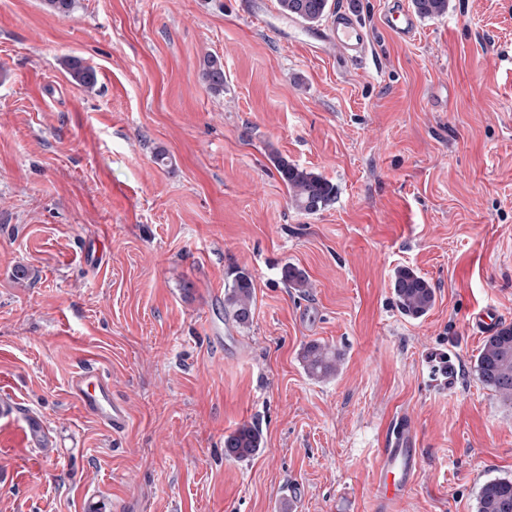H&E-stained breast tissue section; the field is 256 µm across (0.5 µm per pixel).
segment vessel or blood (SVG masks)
<instances>
[{"label":"vessel or blood","mask_w":512,"mask_h":512,"mask_svg":"<svg viewBox=\"0 0 512 512\" xmlns=\"http://www.w3.org/2000/svg\"><path fill=\"white\" fill-rule=\"evenodd\" d=\"M381 23L403 44L412 42L418 32L417 17L404 0H385ZM306 44L313 50L328 45L336 47L348 60L360 59L369 51L365 27L348 10L336 12L326 25L308 30ZM70 393L82 412L106 431L120 434L129 427V410L113 393L111 378L101 368L90 363L80 367L70 380ZM394 425L395 432L386 435L378 451L373 512H395L396 503L413 489L421 469L420 451L415 446L416 425L412 416L398 414Z\"/></svg>","instance_id":"obj_1"}]
</instances>
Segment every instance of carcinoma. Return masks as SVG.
<instances>
[{
	"mask_svg": "<svg viewBox=\"0 0 512 512\" xmlns=\"http://www.w3.org/2000/svg\"><path fill=\"white\" fill-rule=\"evenodd\" d=\"M279 9L309 24L317 23L331 10L330 0H278ZM417 13L435 18L448 9V0H413ZM67 73L77 85L91 88L97 82L95 70L81 58H65ZM203 78L216 92L224 90V64L217 56L204 61ZM274 166L288 190L289 200L297 209L314 214L336 198V185L322 175L309 171L288 159L274 157ZM281 279L290 288H306V274L293 265L281 269ZM394 301L400 312L412 319L425 316L435 304V290L417 271L397 268L391 279ZM255 285L252 275L239 269L224 291V312L239 325H248L254 315ZM338 355L332 348L312 343L304 347L302 362L309 377L321 380L336 372ZM478 378L506 399H512V326L502 327L487 337L474 361ZM262 431L244 424L224 436V455L246 459L262 447ZM476 512H512V479L485 482L477 495Z\"/></svg>",
	"mask_w": 512,
	"mask_h": 512,
	"instance_id": "1",
	"label": "carcinoma"
}]
</instances>
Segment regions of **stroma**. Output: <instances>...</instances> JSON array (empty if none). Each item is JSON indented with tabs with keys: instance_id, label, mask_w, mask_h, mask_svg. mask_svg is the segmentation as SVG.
<instances>
[{
	"instance_id": "stroma-1",
	"label": "stroma",
	"mask_w": 512,
	"mask_h": 512,
	"mask_svg": "<svg viewBox=\"0 0 512 512\" xmlns=\"http://www.w3.org/2000/svg\"><path fill=\"white\" fill-rule=\"evenodd\" d=\"M244 2L75 0L64 18L0 0V402L23 408L0 414V512H367L403 410L422 466L402 512H475L512 478V401L476 375L472 323L491 305L512 325V0H448L405 45L385 0H334L370 32L358 63L298 26L270 37ZM274 151L335 200L292 206ZM404 266L435 290L424 318L393 301ZM239 268L247 327L213 303ZM312 343L340 352L336 375H307ZM451 348L452 390L434 364ZM89 361L124 434L69 393ZM251 423L262 448L225 457ZM203 78L215 92L224 89V64L217 56H208L204 61ZM67 73L77 85L83 88H92L97 82L95 70L87 65L81 58L70 56L63 62Z\"/></svg>"
}]
</instances>
